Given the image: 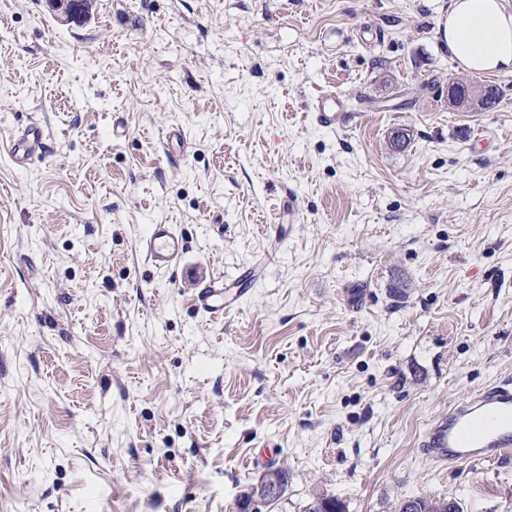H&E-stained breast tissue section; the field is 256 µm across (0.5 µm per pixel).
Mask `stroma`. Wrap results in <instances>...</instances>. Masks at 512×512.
I'll return each mask as SVG.
<instances>
[{
  "label": "stroma",
  "mask_w": 512,
  "mask_h": 512,
  "mask_svg": "<svg viewBox=\"0 0 512 512\" xmlns=\"http://www.w3.org/2000/svg\"><path fill=\"white\" fill-rule=\"evenodd\" d=\"M449 3L0 0V140L46 135L0 153V512H237L267 444L288 489L259 512H512V456L417 448L512 381V71L452 58ZM153 224L178 266L145 259ZM259 262L233 312L197 310ZM310 116L314 123L327 130H336V126L348 117L343 100L330 92L320 93L310 107ZM44 130L33 122L30 123L22 135L8 141L0 142V151L7 153L19 166L31 159L33 155L44 148ZM143 251L151 264L165 270L179 261L182 242L170 224H153L142 243ZM416 502L411 505L409 499L403 500L399 505V512H461L459 503L454 499H428L416 497Z\"/></svg>",
  "instance_id": "35a3bbf8"
}]
</instances>
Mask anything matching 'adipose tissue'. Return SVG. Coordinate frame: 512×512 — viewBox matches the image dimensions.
<instances>
[{
    "mask_svg": "<svg viewBox=\"0 0 512 512\" xmlns=\"http://www.w3.org/2000/svg\"><path fill=\"white\" fill-rule=\"evenodd\" d=\"M443 37L468 71H512V12L504 0H451Z\"/></svg>",
    "mask_w": 512,
    "mask_h": 512,
    "instance_id": "1",
    "label": "adipose tissue"
}]
</instances>
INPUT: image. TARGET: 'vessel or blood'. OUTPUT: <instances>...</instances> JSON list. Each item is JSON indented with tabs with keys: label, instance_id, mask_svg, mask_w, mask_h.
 <instances>
[{
	"label": "vessel or blood",
	"instance_id": "obj_1",
	"mask_svg": "<svg viewBox=\"0 0 512 512\" xmlns=\"http://www.w3.org/2000/svg\"><path fill=\"white\" fill-rule=\"evenodd\" d=\"M311 117L321 128L335 129L346 119L343 100L330 92L313 101ZM44 148V130L30 123L19 137L0 142V151L16 164H26ZM142 248L151 264L160 270L179 261L182 242L169 224H154ZM242 290L234 279H212L196 295L198 310L215 317L235 309ZM419 447L423 456L447 464L449 468L479 463H495L512 454V383L488 384L434 418L423 432Z\"/></svg>",
	"mask_w": 512,
	"mask_h": 512
}]
</instances>
